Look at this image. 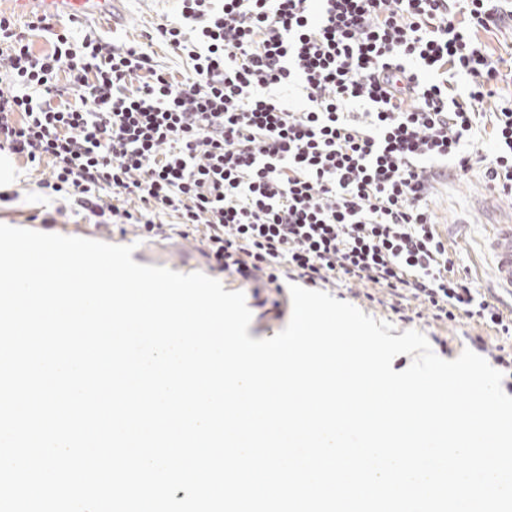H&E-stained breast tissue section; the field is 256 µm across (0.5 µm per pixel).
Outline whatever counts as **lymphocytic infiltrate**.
Instances as JSON below:
<instances>
[{
	"label": "lymphocytic infiltrate",
	"mask_w": 512,
	"mask_h": 512,
	"mask_svg": "<svg viewBox=\"0 0 512 512\" xmlns=\"http://www.w3.org/2000/svg\"><path fill=\"white\" fill-rule=\"evenodd\" d=\"M179 2L137 44L0 15V68L16 86L0 91V151L50 163L42 189L100 223L204 226L209 265L243 282H370L401 320L412 297L433 320L512 337V318L456 275L430 209L436 164L467 171V144L486 132V184L512 195V106L480 111L501 65L480 36L512 27V7ZM38 33L49 50L34 51ZM157 40L188 58L182 79L156 65Z\"/></svg>",
	"instance_id": "obj_1"
}]
</instances>
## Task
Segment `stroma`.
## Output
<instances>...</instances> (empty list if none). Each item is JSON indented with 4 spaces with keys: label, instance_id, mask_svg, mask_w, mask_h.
<instances>
[{
    "label": "stroma",
    "instance_id": "stroma-1",
    "mask_svg": "<svg viewBox=\"0 0 512 512\" xmlns=\"http://www.w3.org/2000/svg\"><path fill=\"white\" fill-rule=\"evenodd\" d=\"M178 0H119L116 21L88 18L85 28L91 29L104 38L116 43L142 41L146 32L163 16H175ZM489 52L501 57L502 77L494 86V97L485 99L482 109L494 111L501 103H512V34L502 33L486 37ZM9 164L19 178L18 184L4 185L0 192L12 194L9 202L0 203V224L30 230H41V214L55 209L54 203L42 193L39 184L49 178L50 165L34 168L24 160L10 158ZM431 210L435 228L448 242V252L455 262L454 269L485 295L488 300L498 303L505 315L512 316V300L497 288L492 258L487 242L494 225L512 224V196L487 190L484 182L483 164H473L467 172H449L438 178L431 194ZM51 233L76 236L116 245L133 246L132 258L144 265L164 266L181 273L201 272L219 280L225 290L243 291L246 304L252 313L248 334L251 338H269L279 333L289 322L292 301L289 289H258L242 285L241 281L228 273L213 269L203 255L202 238L199 231L189 232L182 237L146 241L141 239L135 226L99 224L94 217L85 213L64 209L57 214ZM324 292L336 299L349 302L370 316L391 323L397 332L416 329L426 338L440 337L447 342L442 357L446 360L457 358L464 348L469 347L472 337H482L488 354H495L497 347L512 345V340L496 335L495 331L476 321L462 318L448 323L433 321L429 312L423 310L417 300H410L408 306L418 314L412 322L401 321L384 302L385 290L371 283L346 286L343 282L325 284Z\"/></svg>",
    "mask_w": 512,
    "mask_h": 512
}]
</instances>
